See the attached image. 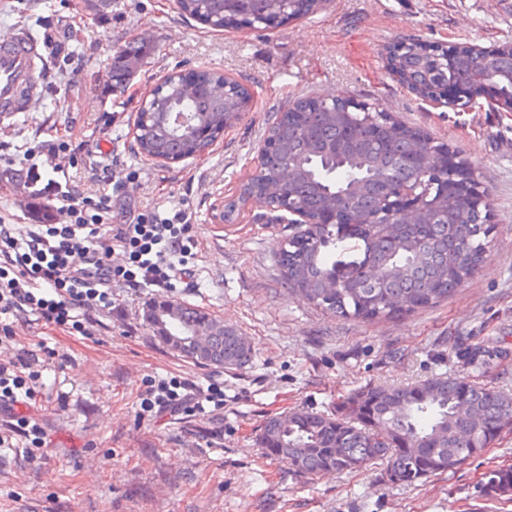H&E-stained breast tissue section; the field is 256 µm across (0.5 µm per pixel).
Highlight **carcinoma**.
Here are the masks:
<instances>
[{
    "instance_id": "carcinoma-1",
    "label": "carcinoma",
    "mask_w": 512,
    "mask_h": 512,
    "mask_svg": "<svg viewBox=\"0 0 512 512\" xmlns=\"http://www.w3.org/2000/svg\"><path fill=\"white\" fill-rule=\"evenodd\" d=\"M182 11L206 25L239 24L240 5L226 0H182ZM280 0H251L257 19L280 16ZM122 49L110 59L116 90L127 77ZM390 71L420 95L445 96L462 87L476 96L489 93L498 112H512V43L481 56L435 49L419 40L400 43ZM208 70L166 82L161 108L134 135L143 153L165 160L190 158L205 151L247 111L239 93L210 98L193 84L220 82ZM351 99L301 100L294 115L269 128L265 153L241 186L238 202L263 203L266 183L275 181L294 208L311 217L334 200L353 211L359 223L308 224L280 245L284 283L308 302L342 318L376 319L398 310L414 312L448 298L477 268L491 227L487 203L473 181L462 188L468 163L434 144L419 129L381 111L361 112ZM413 148L426 157L409 165ZM409 186L422 205L415 224H397L390 232L381 206L394 187ZM335 276L333 294L321 287ZM215 324L208 337V364L243 366L252 359L250 343L232 326L190 305L176 309L168 327L183 332L199 323ZM512 428V394L464 378L433 377L408 385H364L334 414L295 410L269 417L261 444L278 450L277 459L300 474L353 471L381 462L388 482L415 484L431 474L462 464ZM486 492L512 496V467L489 474Z\"/></svg>"
}]
</instances>
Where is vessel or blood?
Returning <instances> with one entry per match:
<instances>
[{"label": "vessel or blood", "mask_w": 512, "mask_h": 512, "mask_svg": "<svg viewBox=\"0 0 512 512\" xmlns=\"http://www.w3.org/2000/svg\"><path fill=\"white\" fill-rule=\"evenodd\" d=\"M44 55L37 36L23 27L0 39V115L28 111L40 94L38 75Z\"/></svg>", "instance_id": "b4317fda"}]
</instances>
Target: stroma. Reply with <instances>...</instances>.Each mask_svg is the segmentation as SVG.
I'll use <instances>...</instances> for the list:
<instances>
[{
	"instance_id": "stroma-1",
	"label": "stroma",
	"mask_w": 512,
	"mask_h": 512,
	"mask_svg": "<svg viewBox=\"0 0 512 512\" xmlns=\"http://www.w3.org/2000/svg\"><path fill=\"white\" fill-rule=\"evenodd\" d=\"M53 30L63 56L47 59L44 97L31 111L0 118V219L34 223L24 193L27 150L65 135L80 188L93 170L126 175L112 221L156 206L192 215L198 247L192 287L116 291L112 314L83 331L20 312L0 318V363L32 351L43 365L44 399L25 405L46 432L43 448L13 437L0 448V512H512L486 495L489 473L512 466V429L480 455L411 486L391 484L383 464L357 471L295 473L259 441L266 418L298 409L334 413L366 384L460 376L512 392V112L442 107L400 83L389 49L406 39L489 47L512 41V0H321L275 26L216 29L185 17L175 0H0V37L14 27ZM148 52L123 92L112 90L116 48ZM78 70L59 102L54 85ZM208 69L235 78L252 104L194 158L158 163L133 137L141 100L172 70ZM378 103L461 151L490 203L492 229L475 274L447 300L415 313L362 321L333 316L288 290L277 249L300 227L250 203L225 220L224 207L252 174L269 125L299 99ZM158 298L199 307L251 344L243 367H206L154 337L144 306ZM485 348L483 364L462 359L455 337ZM158 379L224 392L204 413H140ZM68 395L60 406L57 393Z\"/></svg>"
}]
</instances>
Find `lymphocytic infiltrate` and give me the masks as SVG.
<instances>
[{"instance_id": "obj_1", "label": "lymphocytic infiltrate", "mask_w": 512, "mask_h": 512, "mask_svg": "<svg viewBox=\"0 0 512 512\" xmlns=\"http://www.w3.org/2000/svg\"><path fill=\"white\" fill-rule=\"evenodd\" d=\"M71 151L65 137L44 141L27 154L26 185L31 199L66 214L67 223L0 224V314L30 311L39 319L68 325L74 312L108 316L112 287L172 288L191 277L189 260L197 241L184 209L149 208L127 223L112 221V195L123 180L101 177L92 195L70 179L61 181V161ZM125 255L111 262L113 248ZM37 354L23 352L0 364V409L34 400L42 391ZM198 395L176 381L151 384L141 406L149 414H178Z\"/></svg>"}]
</instances>
